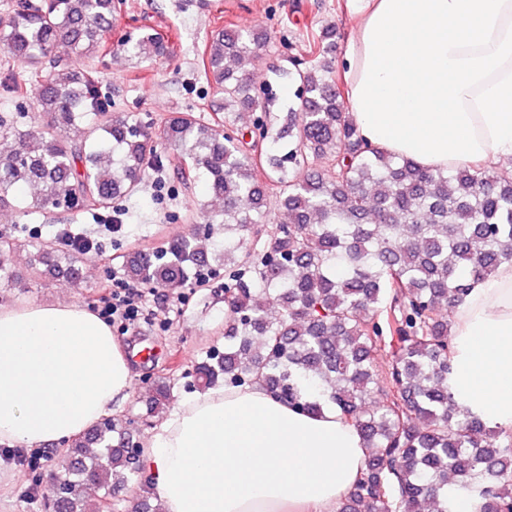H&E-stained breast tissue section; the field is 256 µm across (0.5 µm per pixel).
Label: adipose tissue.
Listing matches in <instances>:
<instances>
[{
	"instance_id": "ef3b65f1",
	"label": "adipose tissue",
	"mask_w": 512,
	"mask_h": 512,
	"mask_svg": "<svg viewBox=\"0 0 512 512\" xmlns=\"http://www.w3.org/2000/svg\"><path fill=\"white\" fill-rule=\"evenodd\" d=\"M381 0H356L341 67L356 87L364 30ZM489 168L512 158V58L463 90ZM457 398L512 429V264L472 281L455 312ZM135 381L111 327L72 303L0 307V443L57 444L87 432ZM366 461L363 439L333 410L301 413L257 385L179 403L144 441L142 464L162 512H336Z\"/></svg>"
}]
</instances>
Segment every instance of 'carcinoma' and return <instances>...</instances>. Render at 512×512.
Segmentation results:
<instances>
[{
    "instance_id": "carcinoma-1",
    "label": "carcinoma",
    "mask_w": 512,
    "mask_h": 512,
    "mask_svg": "<svg viewBox=\"0 0 512 512\" xmlns=\"http://www.w3.org/2000/svg\"><path fill=\"white\" fill-rule=\"evenodd\" d=\"M117 14L115 0H12L0 17V48L20 65L0 72V97L28 92L38 106L0 115V209H108L136 195L148 169L178 160L183 184L205 179L222 207L195 204L178 216L192 235L132 251L123 268L160 288L224 277V351L194 364L193 387L257 384L300 412L332 409L352 423L367 462L338 512H454L462 496L473 512H512V431L460 406L448 383L450 313L470 281L512 262V170H429L364 141L336 83L332 24L307 35L283 124L255 115L249 141L240 113L254 115L263 91L239 65L258 60L267 38L238 26L212 35L202 57L224 125L115 109L70 56L106 53ZM122 47L140 61L166 50L147 26ZM272 202L284 220L271 221ZM19 247L0 234V285L26 287L10 263ZM80 261L62 263L41 242L29 280L74 283ZM150 388L147 424L171 400L166 381ZM137 447L109 419L68 443L69 467L49 492L56 512H102L112 486L142 484Z\"/></svg>"
}]
</instances>
